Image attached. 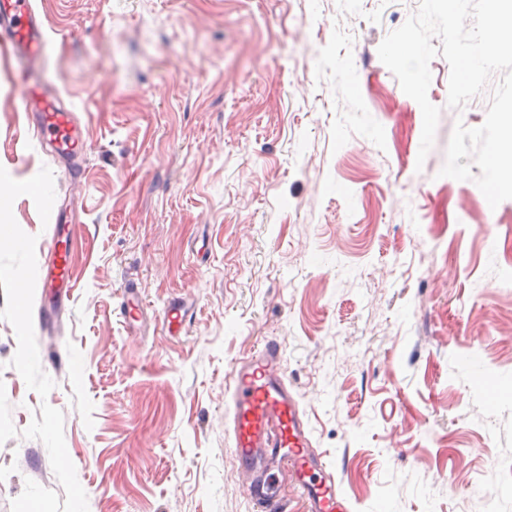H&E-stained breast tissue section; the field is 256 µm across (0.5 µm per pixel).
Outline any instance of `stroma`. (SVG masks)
Here are the masks:
<instances>
[{"instance_id": "obj_1", "label": "stroma", "mask_w": 512, "mask_h": 512, "mask_svg": "<svg viewBox=\"0 0 512 512\" xmlns=\"http://www.w3.org/2000/svg\"><path fill=\"white\" fill-rule=\"evenodd\" d=\"M418 0H34L47 91L85 151L33 131L0 55V166L49 167L74 224L75 286L33 326L47 398L0 382L16 437L0 444V512L26 480L60 491L45 445L20 435L48 403L89 512H252L225 421L234 364L265 342L351 512H512V199L441 176L456 123L450 67L423 127L377 49ZM45 264L54 223L12 206ZM142 307L120 312L125 288ZM180 303L191 318L168 330Z\"/></svg>"}]
</instances>
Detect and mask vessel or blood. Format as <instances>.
I'll return each mask as SVG.
<instances>
[{
  "label": "vessel or blood",
  "instance_id": "1",
  "mask_svg": "<svg viewBox=\"0 0 512 512\" xmlns=\"http://www.w3.org/2000/svg\"><path fill=\"white\" fill-rule=\"evenodd\" d=\"M0 43L14 59L26 111L40 115L37 136L51 135L62 152H82L74 113L62 107L56 96L44 94L42 81L30 75L29 65L41 57L46 43L32 0H0ZM44 271L43 287L67 283L66 256L55 258ZM227 393L235 455L255 512H287L273 475L277 469L293 472L307 512H348L333 473L312 448L299 404L285 382L276 345L265 346L234 367Z\"/></svg>",
  "mask_w": 512,
  "mask_h": 512
}]
</instances>
